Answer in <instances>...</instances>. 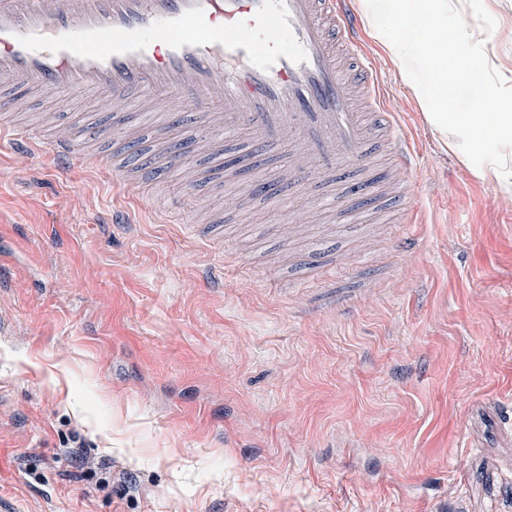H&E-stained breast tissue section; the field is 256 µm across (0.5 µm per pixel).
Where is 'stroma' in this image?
I'll return each instance as SVG.
<instances>
[{
  "label": "stroma",
  "instance_id": "obj_1",
  "mask_svg": "<svg viewBox=\"0 0 512 512\" xmlns=\"http://www.w3.org/2000/svg\"><path fill=\"white\" fill-rule=\"evenodd\" d=\"M448 35L512 63V0H448ZM365 43L419 152L411 228L327 193L252 205L257 172L210 161L197 186L144 180L79 87L1 120L32 141L0 139V493L21 512H512V206ZM61 132L82 162L36 151Z\"/></svg>",
  "mask_w": 512,
  "mask_h": 512
}]
</instances>
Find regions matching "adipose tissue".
<instances>
[{
    "instance_id": "obj_1",
    "label": "adipose tissue",
    "mask_w": 512,
    "mask_h": 512,
    "mask_svg": "<svg viewBox=\"0 0 512 512\" xmlns=\"http://www.w3.org/2000/svg\"><path fill=\"white\" fill-rule=\"evenodd\" d=\"M372 16V35L399 75L414 90L428 121L440 136L449 127L466 133L472 145H512V113L497 95L479 96L471 110L448 115V86L461 73L504 76L503 65L474 60L448 39L447 0H361Z\"/></svg>"
}]
</instances>
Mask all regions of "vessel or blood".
Here are the masks:
<instances>
[{"instance_id":"1","label":"vessel or blood","mask_w":512,"mask_h":512,"mask_svg":"<svg viewBox=\"0 0 512 512\" xmlns=\"http://www.w3.org/2000/svg\"><path fill=\"white\" fill-rule=\"evenodd\" d=\"M105 92L113 124L129 112L193 106L212 130H251L253 143H284L277 180L300 191L343 168H366L374 139L389 152L395 194L416 162L399 134L381 73L368 54L352 0H0V101L66 98L75 87ZM79 154L67 133L46 145ZM156 164L190 166L161 142Z\"/></svg>"}]
</instances>
